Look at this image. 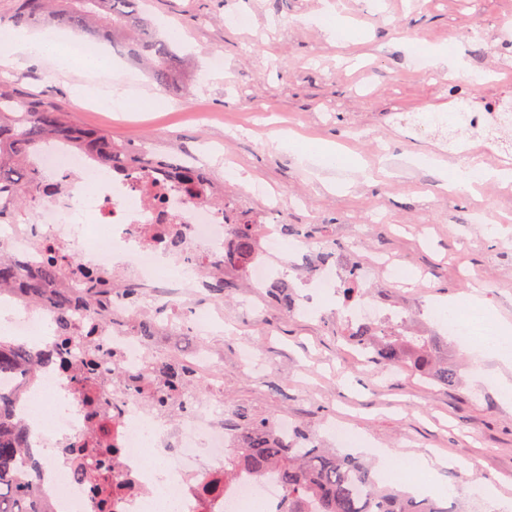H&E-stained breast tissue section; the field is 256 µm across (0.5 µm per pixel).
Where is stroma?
<instances>
[{"label":"stroma","instance_id":"1","mask_svg":"<svg viewBox=\"0 0 512 512\" xmlns=\"http://www.w3.org/2000/svg\"><path fill=\"white\" fill-rule=\"evenodd\" d=\"M353 24L336 36L321 28L322 0H147L161 36L179 31L191 57L182 89H165L111 48L112 81L40 58L0 70L24 91L45 96L80 125L106 128L131 149L163 141V155L206 163L224 183V201L239 219L295 225L346 245L369 227L366 250L423 271L417 300L479 298L494 322L512 324V186L485 183L479 197L442 184L470 157L495 164V148L473 153L471 137L449 148L446 131L425 118L453 112L458 97L475 108L512 100V0H332ZM248 14L240 28L235 15ZM476 21L467 30L468 21ZM452 47L453 72L420 70L415 53ZM224 58L214 71L212 53ZM160 100L156 109L115 112L82 105L81 88L109 93L114 84ZM287 123L301 151L274 148ZM338 142L366 165L367 176L322 168L307 151ZM431 153L439 170L415 165ZM236 172L225 179V166ZM224 403L260 418L288 415L324 447L341 424L397 457L430 455L452 496L440 505L469 512L473 485H491L512 502V403L498 380L512 382V356L465 362L453 386L422 383L396 367L362 363L345 343L335 301L323 316L288 315L274 292L236 288L225 296ZM252 346L269 374L259 378L238 357Z\"/></svg>","mask_w":512,"mask_h":512}]
</instances>
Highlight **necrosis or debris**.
I'll list each match as a JSON object with an SVG mask.
<instances>
[{
    "mask_svg": "<svg viewBox=\"0 0 512 512\" xmlns=\"http://www.w3.org/2000/svg\"><path fill=\"white\" fill-rule=\"evenodd\" d=\"M466 129L482 143L495 145L504 166L512 165V114L472 112ZM48 181L65 179V188L41 197L33 210L0 223V248L28 263L43 258L44 243L62 254H77L84 265L97 269L109 288L103 301L72 310L78 332L93 331L99 369L92 380L96 415H89L86 396L75 384L83 347L51 338L50 348H66L70 365L40 363L35 383L51 388L56 403L53 437L39 436L29 456L43 470L56 471L63 491L53 497L54 512H93L92 485L78 475L80 463L70 453L73 442L98 447L97 419L114 423L112 454V512H155V503L172 497L173 512H282L284 491L271 475L243 474L224 478V457L241 433L229 410L218 406L224 393L216 350L200 349L185 357V364L212 373L205 392L196 386L169 387L161 360L133 329L142 315L156 317L167 329L204 336L221 327V318L200 301L213 274L240 271L249 287H268L282 274L272 262L283 251L329 252L328 261L304 277L320 294L333 288L335 279L358 268L360 294L341 303L337 315L347 323L378 325L400 317L374 291V273L384 269L388 280L404 284L416 270L390 258L368 262L358 255V243L345 247L327 240L301 236L287 242L275 228H267L258 258L239 264L232 258L233 243L223 210L205 204L201 195L185 194L168 170L153 166L148 174L103 177L84 156L59 144L44 147L36 158ZM174 229L159 235L162 226ZM9 308L8 322L19 341L43 335L50 308L46 298L22 303L0 297ZM449 337L459 343L486 335L491 317L474 312L466 300L453 306L452 317L434 313ZM158 465L147 469L145 453Z\"/></svg>",
    "mask_w": 512,
    "mask_h": 512,
    "instance_id": "4bbe7bcc",
    "label": "necrosis or debris"
}]
</instances>
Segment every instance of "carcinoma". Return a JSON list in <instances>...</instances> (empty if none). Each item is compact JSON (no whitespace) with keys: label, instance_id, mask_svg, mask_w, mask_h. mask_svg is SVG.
I'll use <instances>...</instances> for the list:
<instances>
[{"label":"carcinoma","instance_id":"cac0c4a2","mask_svg":"<svg viewBox=\"0 0 512 512\" xmlns=\"http://www.w3.org/2000/svg\"><path fill=\"white\" fill-rule=\"evenodd\" d=\"M141 0H20L7 23L67 28L82 37L121 45L130 59L145 67L156 83L178 89L182 86L185 58L177 47L157 37L140 6ZM61 144L87 155L95 164L122 173L127 164L144 169L146 158H132V151L112 139L105 130H91L76 123L52 101L20 90L0 78V218L15 214L30 201L29 191L39 182L34 156L48 144ZM173 175L193 185H212L203 168L173 164ZM234 255L246 262L254 257L258 225L227 216ZM47 257L36 268H27L0 250V295L15 292L32 300L44 288L54 289L50 306L55 310V333H72L70 312L77 304L107 293L105 288L85 298L62 287L70 272L46 246ZM366 362L400 365L424 382L452 386L458 367L448 364V340L440 336L406 334L405 324L381 328L358 327ZM50 352L32 353L13 342L0 341V373L20 375L34 371ZM22 389L0 393V512H53L35 472H22L23 451L30 428L15 413ZM242 433L230 449L224 475L245 471L261 475L272 469L287 491L284 512H449L430 498L418 501L395 490L382 489L371 467L350 454L307 447L306 436L295 434L283 443L272 432V421L240 414ZM74 452L86 457V470L106 469L104 456L110 448Z\"/></svg>","mask_w":512,"mask_h":512}]
</instances>
